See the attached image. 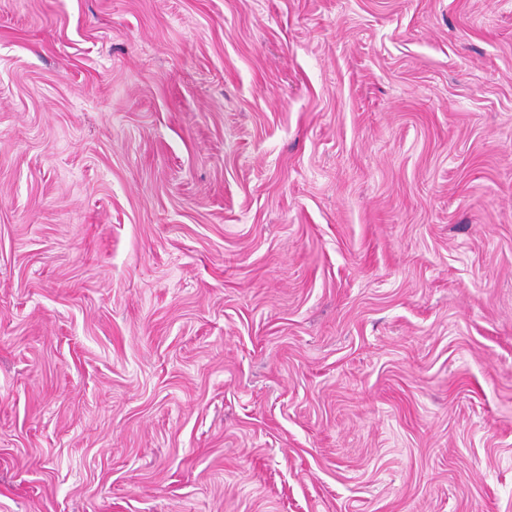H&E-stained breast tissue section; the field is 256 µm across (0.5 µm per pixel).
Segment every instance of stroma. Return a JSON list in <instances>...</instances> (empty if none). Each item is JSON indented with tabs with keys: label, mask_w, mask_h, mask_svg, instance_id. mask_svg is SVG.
Listing matches in <instances>:
<instances>
[{
	"label": "stroma",
	"mask_w": 512,
	"mask_h": 512,
	"mask_svg": "<svg viewBox=\"0 0 512 512\" xmlns=\"http://www.w3.org/2000/svg\"><path fill=\"white\" fill-rule=\"evenodd\" d=\"M0 512H512V0H0Z\"/></svg>",
	"instance_id": "35a3bbf8"
}]
</instances>
